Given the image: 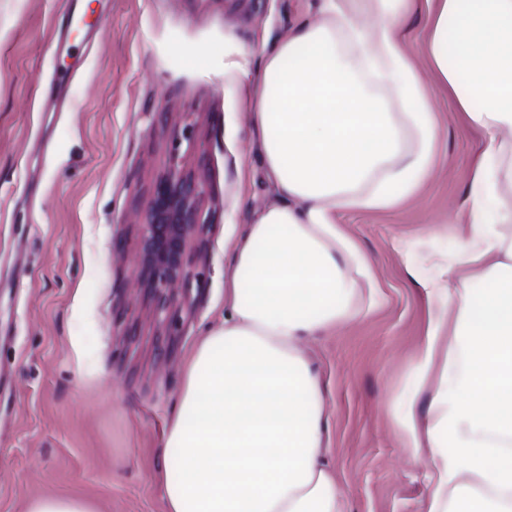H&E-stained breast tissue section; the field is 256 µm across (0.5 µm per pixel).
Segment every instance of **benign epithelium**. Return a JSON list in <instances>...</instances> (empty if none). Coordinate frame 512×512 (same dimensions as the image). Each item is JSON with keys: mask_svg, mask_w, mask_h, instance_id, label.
Returning <instances> with one entry per match:
<instances>
[{"mask_svg": "<svg viewBox=\"0 0 512 512\" xmlns=\"http://www.w3.org/2000/svg\"><path fill=\"white\" fill-rule=\"evenodd\" d=\"M204 185L183 173L177 156L158 180L149 210L140 219L142 255L148 285L159 297V313L166 312V296L181 280L187 238L205 225L196 207Z\"/></svg>", "mask_w": 512, "mask_h": 512, "instance_id": "7a95c632", "label": "benign epithelium"}]
</instances>
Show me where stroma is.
Returning a JSON list of instances; mask_svg holds the SVG:
<instances>
[{"label": "stroma", "instance_id": "35a3bbf8", "mask_svg": "<svg viewBox=\"0 0 512 512\" xmlns=\"http://www.w3.org/2000/svg\"><path fill=\"white\" fill-rule=\"evenodd\" d=\"M317 0H0V512L28 498L94 499L101 512H164L157 455L189 352L224 311V241L276 199L239 94H225L224 33L260 44ZM437 110L434 164L391 211L336 216L370 262L374 304L303 342L326 398L324 460L351 512H423L429 457L400 445L427 319L409 269L458 246L482 135L448 106L422 45L401 31ZM211 48L210 67L185 53ZM207 186L186 247L188 288L157 315L138 220L173 152Z\"/></svg>", "mask_w": 512, "mask_h": 512}]
</instances>
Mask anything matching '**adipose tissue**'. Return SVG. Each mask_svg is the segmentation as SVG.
<instances>
[{"instance_id": "obj_1", "label": "adipose tissue", "mask_w": 512, "mask_h": 512, "mask_svg": "<svg viewBox=\"0 0 512 512\" xmlns=\"http://www.w3.org/2000/svg\"><path fill=\"white\" fill-rule=\"evenodd\" d=\"M420 12L433 71L484 143L458 249L413 278L427 303L413 370L431 394L425 416L401 404L396 427L430 455L424 512H512V0H321L261 47L225 37L224 91L243 92L277 199L226 242L224 317L187 358L161 450L165 512H348L298 343L377 289L337 210L396 208L433 164L438 119L399 36ZM475 281L490 294L474 298Z\"/></svg>"}]
</instances>
